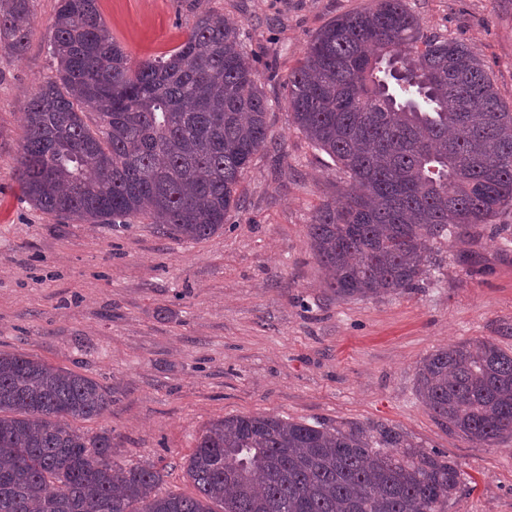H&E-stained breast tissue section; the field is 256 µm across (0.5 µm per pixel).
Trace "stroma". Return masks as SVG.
Wrapping results in <instances>:
<instances>
[{"mask_svg":"<svg viewBox=\"0 0 512 512\" xmlns=\"http://www.w3.org/2000/svg\"><path fill=\"white\" fill-rule=\"evenodd\" d=\"M428 34L465 42L512 109V0H405ZM372 0H99L132 62L171 54L200 13L237 22L268 98L272 141L240 177L223 230L179 241L146 219L68 223L34 207L16 171L30 98L57 76V0H34L27 52L0 49V350L91 376L112 392L77 421L112 458L163 468L160 494L195 495L184 464L231 415L382 422L457 462L448 512H512V440L478 448L418 398V362L456 343L512 351V209L435 243L437 264L399 295L340 299L307 236L346 177L296 130L288 75L336 16Z\"/></svg>","mask_w":512,"mask_h":512,"instance_id":"stroma-1","label":"stroma"}]
</instances>
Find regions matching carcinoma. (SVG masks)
Masks as SVG:
<instances>
[{
    "label": "carcinoma",
    "instance_id": "cac0c4a2",
    "mask_svg": "<svg viewBox=\"0 0 512 512\" xmlns=\"http://www.w3.org/2000/svg\"><path fill=\"white\" fill-rule=\"evenodd\" d=\"M32 0H0V48L22 55ZM57 79L27 107L18 176L64 221L142 216L175 239L224 229L239 178L271 142L268 102L237 24L204 14L167 58L131 66L98 0H59ZM296 128L352 187L324 201L308 236L343 299L398 295L434 265L426 243L489 224L512 205V112L469 46L424 33L404 0L325 25L288 74ZM417 395L474 445L512 438V353L490 341L422 359ZM92 377L0 351V512H448L458 464L383 423L216 419L190 455L197 494L161 495L153 464L112 460Z\"/></svg>",
    "mask_w": 512,
    "mask_h": 512
}]
</instances>
